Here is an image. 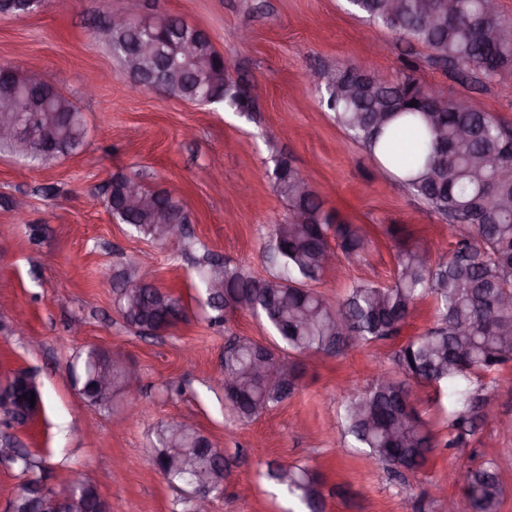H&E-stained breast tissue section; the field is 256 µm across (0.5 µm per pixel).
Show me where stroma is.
Wrapping results in <instances>:
<instances>
[{
	"label": "stroma",
	"instance_id": "1",
	"mask_svg": "<svg viewBox=\"0 0 512 512\" xmlns=\"http://www.w3.org/2000/svg\"><path fill=\"white\" fill-rule=\"evenodd\" d=\"M164 14L204 30L226 71L250 90L240 112L198 105L133 87L101 32L105 16ZM249 40H241L242 31ZM0 65L47 75L83 113L84 146L34 165L0 152V381L34 373L42 405L23 425L4 426L40 462L46 483L62 490L74 471L90 473L112 512H174L176 491L152 462L157 430L196 427L231 462L212 512H288L291 503L265 473L270 463L303 464L322 477L325 512H447L433 495L461 497L468 473L494 463L512 512V430L491 420L449 428L448 393L416 387L415 405L438 442L421 472L394 475L347 445L338 412L374 371L435 321L432 298L419 301L398 336L344 355L304 361L300 390L280 407L242 421L226 408L214 379L232 336L270 337L250 313L209 321L203 285L179 244L160 245L115 223L104 206L112 175L122 173L183 201L190 232L213 253L255 274L268 271L264 244L289 207L276 190L277 159L305 176L326 211L361 225L372 244L338 255L343 277L326 273L315 289L329 300L353 281L391 284L400 228L432 256L453 250L459 226L433 212L340 128L317 76L362 67L387 80L411 75L512 125V72L484 84L433 61L429 49L369 24L348 0H48L39 12L0 17ZM140 254L143 279L181 297L187 318L159 336L129 328L103 277ZM81 335L70 332L73 323ZM91 347L124 354L130 385L111 410L88 403L69 366ZM500 415L512 417V362L470 384Z\"/></svg>",
	"mask_w": 512,
	"mask_h": 512
}]
</instances>
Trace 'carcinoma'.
<instances>
[{"label":"carcinoma","mask_w":512,"mask_h":512,"mask_svg":"<svg viewBox=\"0 0 512 512\" xmlns=\"http://www.w3.org/2000/svg\"><path fill=\"white\" fill-rule=\"evenodd\" d=\"M402 12L391 19L385 12L388 0H350L364 17L403 33L445 60L462 77L481 76L496 81L512 71V41L490 43L479 31L512 29L500 10L486 8L484 0H400ZM439 7L443 22L428 26L424 13ZM184 22L171 18L167 28L146 38L139 20L124 29L105 28L107 43L114 46L123 70L163 72L161 86L175 95L206 91L228 107H249L242 84L224 78V56L208 35L199 36L196 62H181L180 71H168L166 53L137 54L145 41H170L184 31ZM334 83L326 86L327 106L335 112L336 124L363 145L373 158L392 159L391 141L401 129H410L417 139L411 164L402 168L399 180L423 199L433 212L452 224L466 228L447 256L437 260L417 245L399 244L394 283L382 286L359 281L334 301L312 288L329 264L331 242L347 255H356L370 245L366 231L357 224L332 220L319 195L299 171L282 158L273 171L279 194L288 201L286 223L272 226L267 258L274 271L254 275L243 266L210 251L195 257L206 302L219 322L226 304L244 305L273 333L265 344L236 338V346L224 352L219 386L229 409L241 419H253L280 406L296 393L303 375V360L311 355L334 358L347 348L340 329L346 321L353 345L367 346L388 340L407 323L419 299L430 296L435 303L436 323L400 346L393 355L396 375L377 373L367 390L353 395L341 415L343 434L356 448L394 471L417 473L435 448V435L414 405L406 404L412 386L448 387L458 396L451 427L463 430L473 425V398L460 382L471 381L512 362V127L492 114L476 110L466 99L445 96L441 111L434 112L427 99L433 87L404 76L381 81L357 66L330 70ZM13 83L27 96L41 100L72 123L63 131L54 157L66 156L85 143L88 130L83 113L64 95L51 92L50 84L28 85V72L13 69ZM417 105L412 106L410 102ZM448 143V156L439 152ZM137 179L117 173L112 176L105 206L114 221L130 226L138 236L155 240L156 224L168 219L183 221L187 212L181 200L166 191H152L138 183L141 192L155 199L156 210L140 212L125 205V188ZM138 266L127 262L112 273V288L119 295L114 307L126 325L141 335H154L183 317L180 299L137 279ZM223 282L218 296L209 282ZM270 361L269 371L259 377L252 372L258 349ZM106 367L105 351L90 348L72 377L80 393L93 405L108 406L111 398L100 393L95 375ZM39 393L35 377L15 374L0 385V414L17 418L33 410L26 393ZM203 435L185 423H173L157 433L153 461L171 487L192 486L195 473L176 469L173 461L194 450L198 468L226 478L229 466L218 449L201 448ZM0 465L19 470L22 486L42 480L37 463L25 448L0 460ZM268 476L307 512H324L322 479L306 465H269ZM467 491L457 512H499L503 490L491 465L470 471ZM63 492L79 497L82 512H99L95 484L73 478Z\"/></svg>","instance_id":"obj_1"}]
</instances>
